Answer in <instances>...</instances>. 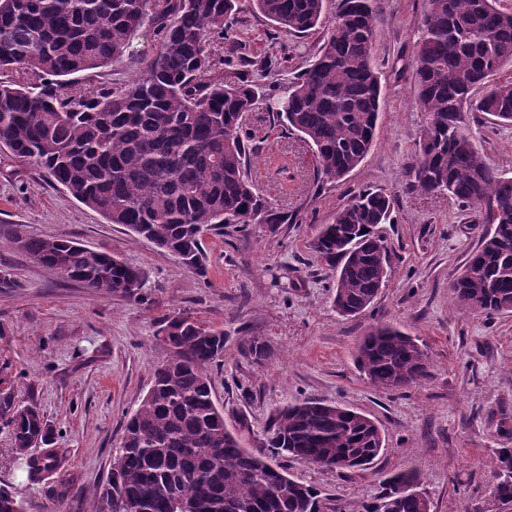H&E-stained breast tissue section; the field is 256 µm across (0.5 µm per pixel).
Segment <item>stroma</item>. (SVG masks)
Listing matches in <instances>:
<instances>
[{
    "label": "stroma",
    "mask_w": 512,
    "mask_h": 512,
    "mask_svg": "<svg viewBox=\"0 0 512 512\" xmlns=\"http://www.w3.org/2000/svg\"><path fill=\"white\" fill-rule=\"evenodd\" d=\"M378 3L374 59L382 115L370 152L343 181L321 187L308 146L274 126L266 108L249 113L250 176L288 221L274 232L251 224L207 235L206 276L108 223L0 150V270L16 282L0 288V373L12 379L17 402L39 407L67 451L56 478L68 495L59 502L48 483L22 485L21 464L0 425V482L18 485L25 512H92L125 415L167 356L154 333L178 316L224 332V360L209 375L228 429L244 417L261 432L272 411L306 398L361 412L379 426L385 448L368 469L338 473L288 462L289 473L315 485L326 504L356 512L386 476L415 468L430 512H481L493 486L494 451L512 448V439L495 431L501 408L512 410V313L488 318L455 304L449 284L489 227L475 208L411 185L425 116L409 60L425 0ZM235 30L245 56L274 59L285 79L300 74L318 41L311 35L280 42L268 21L249 10ZM158 50L154 26L142 27L124 60L101 70V81L125 82ZM470 125L486 161L512 177V126L481 112ZM366 189L394 199L393 221L381 227L390 269L372 305L345 318L332 307L333 279L310 243ZM18 230L108 252L141 268L144 286L123 296L63 280L12 246ZM381 324L417 339L430 361L426 381L401 391L367 382L355 362L357 344ZM253 338L268 349L258 363L240 352Z\"/></svg>",
    "instance_id": "35a3bbf8"
}]
</instances>
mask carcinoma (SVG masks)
Segmentation results:
<instances>
[{"label":"carcinoma","mask_w":512,"mask_h":512,"mask_svg":"<svg viewBox=\"0 0 512 512\" xmlns=\"http://www.w3.org/2000/svg\"><path fill=\"white\" fill-rule=\"evenodd\" d=\"M241 0H0V148L136 237L172 250L205 274L204 236L229 225L288 223L256 191L243 129L260 100L256 77L272 60L239 53L233 20ZM282 34L324 29L313 60L285 95L267 105L273 120L300 134L317 175L336 183L369 153L380 117L381 74L374 62L376 0H249ZM499 0H427L412 52L416 103L426 122L418 139L414 186L477 209L491 225L450 289L458 305L487 316L512 312V177L473 143L469 116L482 112L512 126V11ZM153 25L158 53L124 83L89 80L121 60L137 30ZM230 43L214 58L208 42ZM238 66L224 76V67ZM82 75L86 84L75 87ZM393 202L366 190L323 226L311 249L336 272L333 306L341 316L365 310L385 285L390 248L376 227L391 223ZM18 249L43 267L93 291L126 293L142 272L63 237L16 236ZM224 358V331L187 317L170 336L167 359L129 417L107 486L94 512H343L311 484L290 477L288 459L329 470L364 469L383 449L369 417L304 400L273 413L259 446L253 430L224 427L210 367ZM357 363L379 389L401 390L429 376L427 353L396 328L379 326L358 346ZM0 422L29 481H49L66 461L34 404L0 391ZM40 447L38 454L31 453ZM494 483L482 512L512 501V448L494 449ZM420 484L411 470L385 479L362 512H429L398 486ZM0 512H24L12 486L0 487Z\"/></svg>","instance_id":"obj_1"}]
</instances>
